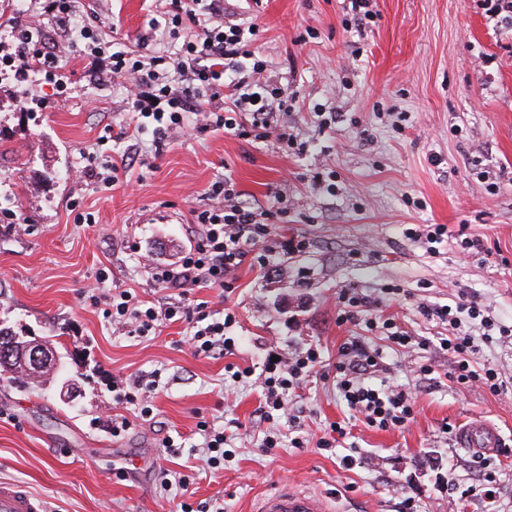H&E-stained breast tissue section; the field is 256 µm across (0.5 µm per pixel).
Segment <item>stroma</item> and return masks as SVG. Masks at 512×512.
Here are the masks:
<instances>
[{"label":"stroma","mask_w":512,"mask_h":512,"mask_svg":"<svg viewBox=\"0 0 512 512\" xmlns=\"http://www.w3.org/2000/svg\"><path fill=\"white\" fill-rule=\"evenodd\" d=\"M228 6L231 19L259 25L255 45L288 89L278 121L293 149L198 131L192 116L187 131L159 145L148 131L103 141L106 126L128 122L130 107L109 79L92 84L74 52L54 78L35 72L24 88L12 75L0 79V213L28 226L0 222V325L51 341L78 391L67 403L57 389L0 380V481L25 484L50 512H176L174 491L160 486L163 469L193 473L194 500L218 501L224 512H251L282 483L319 495L330 512H402L409 495L420 512H512V455L479 470L452 434L487 420L512 446V24L491 17L490 0H376L360 27L347 21L343 0ZM156 15L153 0H82L78 10L100 42L144 55L161 47ZM17 19L57 32L37 0H0V61L17 53L9 34ZM324 115L335 124L322 128ZM131 149L137 161L116 184L72 175L86 156L103 171ZM224 178L254 207L287 189L288 215L270 240L306 243L277 255L281 274L246 265L232 274L235 354L194 356L178 322L141 338L114 332L86 294L103 272L108 287L133 289L158 308L179 301L218 309V290L155 286L141 258L176 262L190 243L191 210L206 207L207 189ZM77 210L92 222L74 223ZM412 224L447 225L452 238L427 249L407 238ZM459 232L480 239V251L461 254ZM394 285L400 294H391ZM344 290L375 302L420 348L400 356L384 329L337 325ZM462 298L507 330L478 356L499 368L506 393L462 389L447 377L450 362L435 344L448 326L421 309ZM353 338L383 349L381 378L415 394V417L395 431L357 424L351 446L323 450L330 423L348 416L334 364ZM273 345L285 354L319 348L322 362L292 395L294 426L280 425L279 446L265 453L260 393L251 382L226 383L224 367L261 368ZM426 364L433 380L416 374ZM153 372V413L142 418L116 399L108 377ZM116 413L132 422L118 438L103 423ZM202 416L231 435L234 455L221 470L195 473ZM168 437L178 455L166 454ZM349 454L350 469L342 463ZM485 472L504 488L493 504L469 492Z\"/></svg>","instance_id":"1"}]
</instances>
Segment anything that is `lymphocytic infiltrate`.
<instances>
[{
  "mask_svg": "<svg viewBox=\"0 0 512 512\" xmlns=\"http://www.w3.org/2000/svg\"><path fill=\"white\" fill-rule=\"evenodd\" d=\"M164 21L183 29L181 45L161 55L107 52L101 42L86 46L90 78L110 75L124 88L133 112L135 130L153 124L156 141L184 127L186 113H194L198 129L221 128L259 142L274 141L278 149L293 146V137L279 127L278 113L288 109V91L278 77L267 74L258 51L251 48L252 23L224 19V0H159ZM11 35L21 50L14 72L26 77L31 71L54 75L61 50H45L40 40L22 23H13ZM210 205L191 213L196 233L178 261L159 264L145 260L154 285L161 288L201 286L227 288L233 271L243 264L269 271L276 251L295 250L293 240L269 245L272 221L287 214L286 195L277 191L265 208L240 201L231 179L212 183ZM93 304L104 305L105 316L115 331L143 337L166 323L186 325L189 345L197 356L234 353L236 341L227 331L236 322L232 309L215 315L205 304L188 308L171 303L156 308L127 289L101 288L91 293ZM451 360L450 380L463 387H478L498 395L506 383L495 365L476 361L473 336L453 333L439 341ZM321 362L318 348L308 347L280 360L264 362L260 374L251 368L227 365L232 379L256 377L264 403L260 419L275 425L288 415V397L299 389ZM383 369V351L362 341L343 343L335 364L336 382L353 420L380 430H399L414 416L411 393L372 384Z\"/></svg>",
  "mask_w": 512,
  "mask_h": 512,
  "instance_id": "f902f5d3",
  "label": "lymphocytic infiltrate"
}]
</instances>
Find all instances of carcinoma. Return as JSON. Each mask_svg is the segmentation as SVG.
I'll return each mask as SVG.
<instances>
[{"instance_id": "carcinoma-1", "label": "carcinoma", "mask_w": 512, "mask_h": 512, "mask_svg": "<svg viewBox=\"0 0 512 512\" xmlns=\"http://www.w3.org/2000/svg\"><path fill=\"white\" fill-rule=\"evenodd\" d=\"M15 333L7 327L0 326V369L9 365L18 378L26 381L33 388H43L51 380V374H60L61 366L57 356L47 341L14 340ZM37 348L44 360L32 365L28 360V351Z\"/></svg>"}]
</instances>
